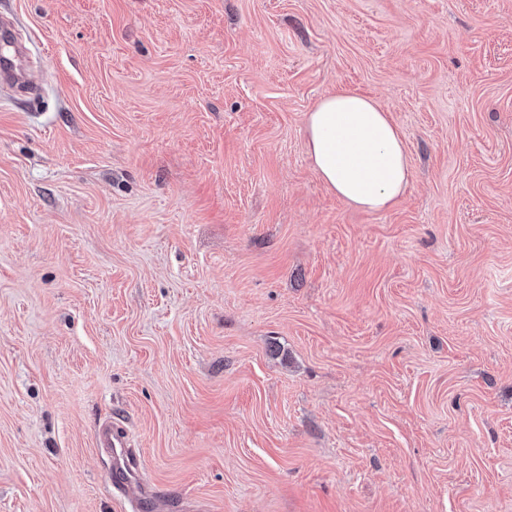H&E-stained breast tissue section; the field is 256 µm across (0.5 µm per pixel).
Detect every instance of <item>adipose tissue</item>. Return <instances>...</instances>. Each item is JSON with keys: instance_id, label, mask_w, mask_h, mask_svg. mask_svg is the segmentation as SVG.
I'll list each match as a JSON object with an SVG mask.
<instances>
[{"instance_id": "1", "label": "adipose tissue", "mask_w": 512, "mask_h": 512, "mask_svg": "<svg viewBox=\"0 0 512 512\" xmlns=\"http://www.w3.org/2000/svg\"><path fill=\"white\" fill-rule=\"evenodd\" d=\"M306 148L326 187L370 211L398 204L411 184L409 150L389 112L350 90L320 98L306 115Z\"/></svg>"}]
</instances>
